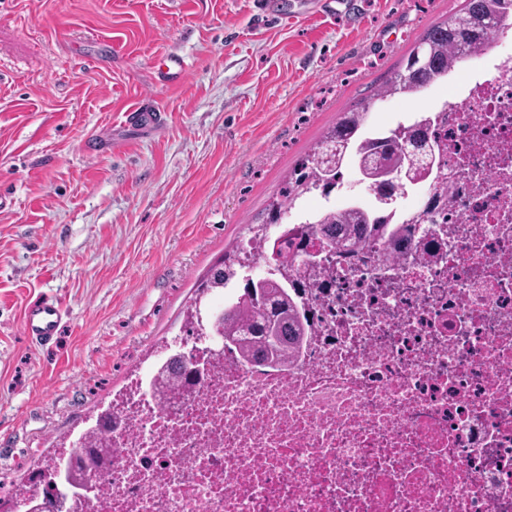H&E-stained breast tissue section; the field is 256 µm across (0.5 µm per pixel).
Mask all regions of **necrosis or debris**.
Returning a JSON list of instances; mask_svg holds the SVG:
<instances>
[{
    "instance_id": "4bbe7bcc",
    "label": "necrosis or debris",
    "mask_w": 512,
    "mask_h": 512,
    "mask_svg": "<svg viewBox=\"0 0 512 512\" xmlns=\"http://www.w3.org/2000/svg\"><path fill=\"white\" fill-rule=\"evenodd\" d=\"M450 72L448 201L400 261L323 251L288 276V366L212 336L188 398L134 378L93 429L103 495L75 512H512V52Z\"/></svg>"
}]
</instances>
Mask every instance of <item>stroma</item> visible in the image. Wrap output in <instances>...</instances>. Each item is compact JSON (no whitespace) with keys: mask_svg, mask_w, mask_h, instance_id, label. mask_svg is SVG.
<instances>
[{"mask_svg":"<svg viewBox=\"0 0 512 512\" xmlns=\"http://www.w3.org/2000/svg\"><path fill=\"white\" fill-rule=\"evenodd\" d=\"M464 5L0 0V499L179 342L197 285L265 226L283 176ZM93 36L112 39L111 58ZM167 53L189 73L160 85ZM144 95L161 131L85 150ZM452 98L431 87L374 109L387 126ZM44 297L65 328L42 347L21 320Z\"/></svg>","mask_w":512,"mask_h":512,"instance_id":"35a3bbf8","label":"stroma"}]
</instances>
